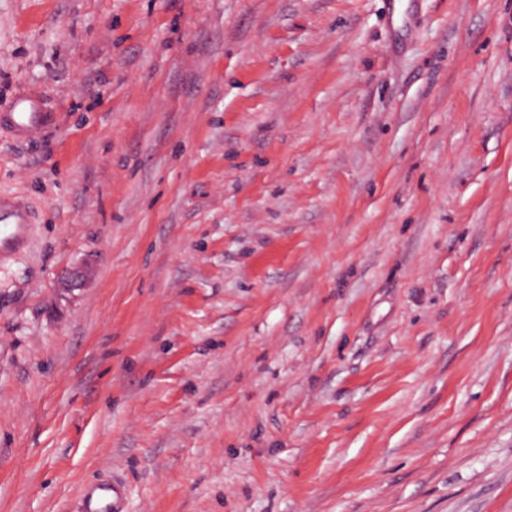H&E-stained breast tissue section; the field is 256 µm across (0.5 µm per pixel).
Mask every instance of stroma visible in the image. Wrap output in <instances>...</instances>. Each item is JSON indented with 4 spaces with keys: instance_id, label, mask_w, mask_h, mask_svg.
<instances>
[{
    "instance_id": "35a3bbf8",
    "label": "stroma",
    "mask_w": 512,
    "mask_h": 512,
    "mask_svg": "<svg viewBox=\"0 0 512 512\" xmlns=\"http://www.w3.org/2000/svg\"><path fill=\"white\" fill-rule=\"evenodd\" d=\"M0 512H512V0H0ZM54 120L44 104L28 92H19L9 105V112L0 113V129L6 127L19 139L38 137ZM0 224L14 228L15 237L31 223L29 208L22 199L12 195H0ZM79 512H126V497L120 481L94 483L81 495Z\"/></svg>"
}]
</instances>
